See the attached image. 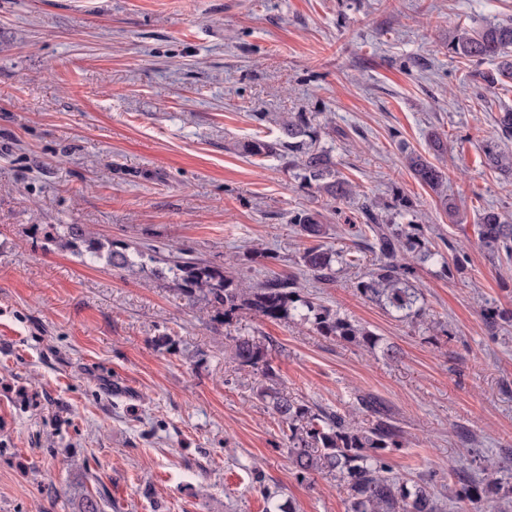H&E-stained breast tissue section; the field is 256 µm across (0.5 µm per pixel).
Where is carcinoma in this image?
Here are the masks:
<instances>
[{
  "label": "carcinoma",
  "instance_id": "obj_1",
  "mask_svg": "<svg viewBox=\"0 0 512 512\" xmlns=\"http://www.w3.org/2000/svg\"><path fill=\"white\" fill-rule=\"evenodd\" d=\"M455 54L471 62L489 61L495 69L478 73L486 86L512 82V20L488 23L474 30L459 28L450 41ZM500 141L491 140L482 148L481 163L501 174L504 186H512V150L501 141L512 139V109L499 113L496 119ZM247 157L277 155L287 160L288 170L302 188H316L327 197L346 199L353 193L348 180L339 176L336 162L321 145L320 127L306 112H288L279 121L276 141L250 139L238 145ZM409 169L423 184L436 188L446 181V173L415 152L406 156ZM377 203L365 200L359 207L366 223L354 230L357 247L374 256V267L358 282L361 294L382 305L402 320L424 325L430 318L429 309L412 287L414 266L405 261L404 253L414 251L422 263H435L446 268L465 267L467 256L458 253L453 262L437 247L429 244L419 224H399L396 218L414 215L416 204L399 199L395 212L381 215ZM291 223L301 235L315 240L325 237L327 229L319 214L303 211L294 214ZM58 239L66 244L87 243L90 260L104 259L114 269H124L134 260L125 252L109 248L88 237L80 224L62 225ZM478 245L491 261L512 259V220L494 207L479 213ZM139 264L164 263L166 271L180 292L187 298L203 296L211 308L229 315L247 309L263 318L287 319L310 324L323 335L354 344L370 352L381 342L367 327L341 315L325 304L301 293L297 277L275 274L251 288L224 275V269L199 257L184 253L178 257L160 259L152 254H138ZM359 257L345 251L332 250L322 244L310 246L300 256L302 272L313 279L330 283L336 278V266H354ZM233 359L238 366L273 377V366L267 347L249 338H232ZM257 395L271 408L284 428L287 455L296 473L306 478L326 474L336 478L347 491L346 512H445L446 503L436 497L430 487L410 478L392 474L384 460L387 451L405 446L403 432L391 418L384 404L370 393L357 396L355 411L367 418V423H353L350 414L319 409L288 396L279 388L263 386ZM499 487L494 479L480 485L472 480L465 484L460 499L479 501L488 488ZM73 512H103V499L89 493L72 502Z\"/></svg>",
  "mask_w": 512,
  "mask_h": 512
}]
</instances>
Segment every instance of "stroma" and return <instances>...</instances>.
<instances>
[{
    "mask_svg": "<svg viewBox=\"0 0 512 512\" xmlns=\"http://www.w3.org/2000/svg\"><path fill=\"white\" fill-rule=\"evenodd\" d=\"M510 19L512 0H0V512H72L80 491L104 494L105 512H264L270 493L346 512L332 476L292 469L257 395L268 380L231 358L236 336L263 342L270 381L311 407L380 398L407 441L393 472H443L448 505L512 512V261L490 264L474 233L484 207L512 215L481 163L512 83L483 89L449 48L457 27ZM286 112L321 124L352 202L238 151L275 139ZM410 152L446 172L442 191ZM401 196L433 244L469 257L416 266L431 329L360 294L371 255L302 281L380 336L373 353L247 310L225 321L155 264L115 270L56 240L81 224L129 256L186 251L256 285L298 272L296 212L317 211L325 245L347 251L358 202ZM493 462L500 489L460 500L461 476ZM405 159L415 177L430 188H436L446 181V173L421 154L410 152Z\"/></svg>",
    "mask_w": 512,
    "mask_h": 512,
    "instance_id": "1",
    "label": "stroma"
}]
</instances>
